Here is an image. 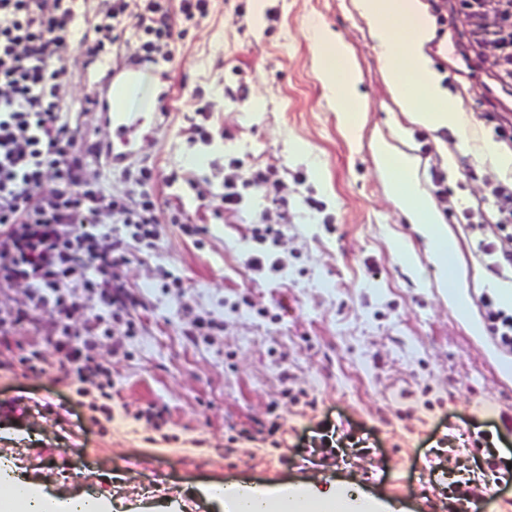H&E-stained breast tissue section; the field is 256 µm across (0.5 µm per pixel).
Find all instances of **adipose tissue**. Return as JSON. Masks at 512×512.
Instances as JSON below:
<instances>
[{
  "label": "adipose tissue",
  "instance_id": "obj_1",
  "mask_svg": "<svg viewBox=\"0 0 512 512\" xmlns=\"http://www.w3.org/2000/svg\"><path fill=\"white\" fill-rule=\"evenodd\" d=\"M374 37L383 76L395 103L411 120L425 128H447L469 140L466 118L441 83L425 46L434 28L422 0H354ZM316 75L343 129L357 137L366 120L368 103L359 90L361 76L350 45L323 26L313 29ZM378 169L389 192L416 224L430 245V256L440 272L456 262L457 244L442 226V218L420 186L418 161L387 142L375 150ZM209 498L224 505L225 512H242V502L254 495L258 512H335L343 494L308 492L282 487L271 491L251 484H213ZM0 512H73L72 501L56 502L24 481L0 477Z\"/></svg>",
  "mask_w": 512,
  "mask_h": 512
}]
</instances>
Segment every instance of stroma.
<instances>
[{
    "instance_id": "1",
    "label": "stroma",
    "mask_w": 512,
    "mask_h": 512,
    "mask_svg": "<svg viewBox=\"0 0 512 512\" xmlns=\"http://www.w3.org/2000/svg\"><path fill=\"white\" fill-rule=\"evenodd\" d=\"M423 2L435 28L426 52L474 140L512 127V87L469 45L459 0ZM104 7L81 0L58 97L83 135L84 181L130 207L147 194L159 202L150 244L134 240L119 215L101 217L129 240L130 260L116 275L142 299L131 310L140 330L128 336L113 323L99 344L112 372V419L102 425L89 409L95 388L80 396L51 374L0 368V457L19 458L23 480L53 498L91 491L117 512H224L204 487L311 481L363 491L384 512H453L449 481L461 461L442 445L446 434L486 431L493 446L474 450L477 463L493 453L512 460V431L499 427L501 415L512 417V352L472 329L483 321L482 295L502 284L474 245L497 221L498 177L472 143L398 109L353 0H270L260 30L251 0H209L194 23L173 15L184 36L168 46L170 61L143 67L128 101L133 112L162 101L166 127L147 132L133 159L92 160L112 135L89 103L102 62H88L79 38ZM317 23L355 51L369 111L354 143L314 72ZM381 138L419 161L421 186L459 249L468 319L449 306L425 239L387 192L373 152ZM143 168L150 180H141ZM252 169L268 173L266 194L245 185ZM436 172L447 199L436 196ZM228 184L242 197L235 211L220 202ZM183 221L202 234L184 235ZM264 224L278 225L276 242L259 240ZM254 255L261 271L247 265ZM166 278L179 287H163ZM203 319L213 328L188 340L185 328ZM152 403L167 408L158 428L138 415ZM59 404L69 409L61 418ZM326 422L366 446L310 449ZM270 423L272 438L258 430ZM235 428L250 437L228 444ZM80 445L92 454L78 469ZM160 458L170 474L150 480Z\"/></svg>"
}]
</instances>
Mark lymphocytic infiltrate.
<instances>
[{"label": "lymphocytic infiltrate", "mask_w": 512, "mask_h": 512, "mask_svg": "<svg viewBox=\"0 0 512 512\" xmlns=\"http://www.w3.org/2000/svg\"><path fill=\"white\" fill-rule=\"evenodd\" d=\"M142 2L133 16L140 59L153 63L182 33L167 21L170 0ZM77 10V0H0V284L27 288L26 303L0 309V348L10 353L13 368L47 369L63 383L99 378L98 410L107 416L112 382L98 346L111 335L118 312L135 301L113 275L129 261L126 240L99 230V220L106 212L123 214L136 238L150 240L158 201L144 197L129 211L81 177L79 129L62 119L56 94L67 76ZM50 175L57 186L48 192L43 184ZM492 195L498 219L476 250L500 275L512 270V185H497ZM85 294L98 297V311L83 312ZM77 317L79 329L72 326ZM22 332L32 341L20 342ZM41 339L57 352L47 368L36 350Z\"/></svg>", "instance_id": "f902f5d3"}]
</instances>
